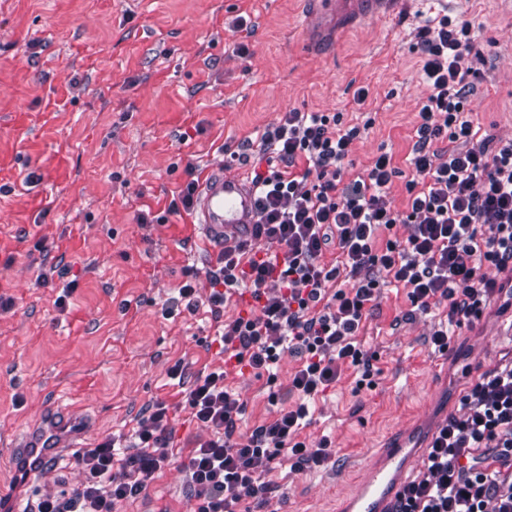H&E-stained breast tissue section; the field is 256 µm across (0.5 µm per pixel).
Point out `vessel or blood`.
Returning a JSON list of instances; mask_svg holds the SVG:
<instances>
[{
	"label": "vessel or blood",
	"mask_w": 512,
	"mask_h": 512,
	"mask_svg": "<svg viewBox=\"0 0 512 512\" xmlns=\"http://www.w3.org/2000/svg\"><path fill=\"white\" fill-rule=\"evenodd\" d=\"M397 0H319L323 13L347 19L355 13L374 17L391 9ZM255 190L241 176L221 170L208 175L201 184L197 217L205 234L223 242L229 226H244L255 220ZM418 449L408 437L386 443L367 466L355 489L342 502L339 512H394L396 493L403 483Z\"/></svg>",
	"instance_id": "b4317fda"
}]
</instances>
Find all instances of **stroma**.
Listing matches in <instances>:
<instances>
[{"mask_svg": "<svg viewBox=\"0 0 512 512\" xmlns=\"http://www.w3.org/2000/svg\"><path fill=\"white\" fill-rule=\"evenodd\" d=\"M447 15L474 25L481 77L470 108L481 134L512 138V0H403L386 21L339 22L311 0H0V489L35 506V490H68L82 479L80 449L131 433L145 408L164 401L174 448L208 438L167 372L186 383L225 368L244 411L246 436L276 413L272 383L248 367H225L208 303L207 263L216 254L194 214L169 212L187 166L197 176L223 167L226 151L281 114L340 112L365 118L359 88L380 103L352 147L346 177L379 151L400 174L388 195L407 204L405 183L417 112L427 95L418 33ZM250 18L248 37L230 23ZM246 40L248 57L233 50ZM50 250H36L37 242ZM64 279L41 284L42 270ZM195 311L167 319L166 301L185 281ZM76 290L66 311L54 300ZM437 312L412 307L405 288L384 284L368 306L362 341L373 354V385L345 369L316 400L302 433L329 439L321 467L274 468L264 500L244 512H337L372 452L393 431L434 433L456 411L470 377L512 350V292L453 336L447 354L430 343ZM86 430L59 449L34 491L16 486V448L39 429L48 403ZM179 456L150 488L116 512H192Z\"/></svg>", "mask_w": 512, "mask_h": 512, "instance_id": "obj_1", "label": "stroma"}]
</instances>
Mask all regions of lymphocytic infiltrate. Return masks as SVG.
I'll return each instance as SVG.
<instances>
[{
  "label": "lymphocytic infiltrate",
  "mask_w": 512,
  "mask_h": 512,
  "mask_svg": "<svg viewBox=\"0 0 512 512\" xmlns=\"http://www.w3.org/2000/svg\"><path fill=\"white\" fill-rule=\"evenodd\" d=\"M473 43L471 22L447 16L421 31L417 51L428 95L417 113L405 211L387 201L399 174L391 154L377 155L362 175L345 180L360 129L346 127L342 113L292 109L241 142L240 151L266 164L252 179L251 237L270 248L225 243L208 271L212 308L245 283L256 310L219 322L224 365L183 394L191 418L212 432L183 463L193 512H237L241 501L263 498L273 464L301 469L329 461L328 443L311 448L301 438L308 401L335 388L344 369L367 365L359 336L381 279L407 288L419 311L445 307L430 339L444 354L456 329L478 318L500 289L483 266L512 271V139L475 134L466 109L478 74ZM440 139L450 143L443 155L432 148ZM301 160L315 179L292 174ZM397 224L411 225L406 240L378 246L380 230ZM331 247L336 256L328 262ZM285 351L298 366L285 389L271 395L279 410L238 436L243 404L225 383L226 366L267 371ZM132 437L135 451L127 455L112 437L82 449L83 483L44 491L35 512H114L146 491L173 454L165 403L148 407ZM394 512H512V357L481 373L461 396L458 411L434 433L422 469L398 492Z\"/></svg>",
  "instance_id": "1"
}]
</instances>
